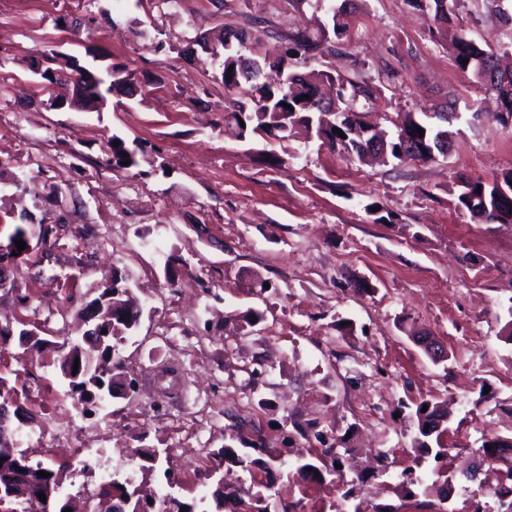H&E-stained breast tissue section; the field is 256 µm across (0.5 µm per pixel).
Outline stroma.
<instances>
[{
  "label": "stroma",
  "instance_id": "stroma-1",
  "mask_svg": "<svg viewBox=\"0 0 512 512\" xmlns=\"http://www.w3.org/2000/svg\"><path fill=\"white\" fill-rule=\"evenodd\" d=\"M0 0V216L25 209L31 234L64 219L55 245L35 246L0 292V376L31 415L14 440L31 463L65 462L61 497L89 512L105 484L132 483L154 497L210 498L205 473L224 445L275 457L269 512H373L411 506L408 481L432 483L436 463L414 451L415 405L448 404L444 444L455 470L445 507L477 492L463 469L482 436H512V224H471L455 207L459 178L512 170V126L491 116L494 98L455 65L453 34L512 43L489 0H454V32L429 33L408 0H355L353 39L312 68L381 83L374 122L453 103L447 156L429 163L359 165L319 142L225 136L230 94L216 69L182 50L206 31L248 28L255 49L317 30L342 0ZM80 18V33L68 23ZM156 28L159 40L139 37ZM54 50L86 68L131 71L138 93L111 95L101 111L71 106L66 81L32 72ZM53 99V107L42 102ZM488 116L470 124L471 103ZM143 149L137 166L112 162V138ZM379 212H371L369 204ZM125 276L143 314L120 350L136 393L83 414L54 367L57 343L75 334L80 307ZM263 313L257 326L243 316ZM347 323L339 331V323ZM425 328L448 358L432 361L403 333ZM23 329L41 345H20ZM478 344H471V337ZM318 422L355 453L388 454L354 502L341 482L293 475ZM158 449L161 467L135 463Z\"/></svg>",
  "mask_w": 512,
  "mask_h": 512
}]
</instances>
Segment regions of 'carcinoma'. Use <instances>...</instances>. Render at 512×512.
<instances>
[{
    "mask_svg": "<svg viewBox=\"0 0 512 512\" xmlns=\"http://www.w3.org/2000/svg\"><path fill=\"white\" fill-rule=\"evenodd\" d=\"M415 9L422 12L430 30L440 31L453 21V12L448 0H409ZM332 25H320L313 33L307 27H299L281 36L284 42L281 55L270 59L253 54L249 33L244 27L224 23L208 36L197 41L202 52L207 54L202 63L218 65L215 76L224 83V88L233 95L229 105L224 108V132L241 140L251 135H266L277 140H286L303 131L309 138H316L321 145L331 151H337L360 163L365 162L370 150V139L362 137L366 128L371 135L385 137V153L382 158L407 162H428L433 157H424L415 141L418 129H423L427 138L434 141L447 131L440 128L441 122L448 121V112H407L389 119L393 126L386 132L366 121L369 111L380 107L381 90L366 82L348 78H333L322 70L311 69L307 72L296 71L301 61L313 60L326 52H334L351 42L353 28L351 17L331 16ZM452 53L458 69L469 72L485 92L494 94L500 103L495 118L502 122H512V78L508 82H497L487 86L480 76L479 66L498 57L497 50L489 43L480 44L465 35L455 38ZM59 54H41L45 67L37 74L49 83L60 79L59 71L54 68ZM468 63H463V60ZM52 76H47V73ZM67 81L72 85V98L78 105L89 102L90 97L104 104L107 95L115 89L127 88L133 81L128 70L114 66L101 74L85 68L71 72ZM292 109L285 108V105ZM344 136H339L335 129ZM116 146L112 147V161L118 167L129 161V166L137 165L139 145L129 147L126 141L112 137ZM512 183V170L492 179L468 178L465 186L456 195V209L469 216L475 223L511 224L512 199L506 203L494 205L495 183ZM115 280L112 287L106 288L96 299L99 308L95 312L84 306L78 310L77 330L81 331V340L75 342L66 339L57 350L56 366L62 377L68 381L70 396L83 406L84 411L104 404L105 399L114 397L113 388L120 384L130 388L127 382L118 381L109 371L100 369V363L108 362L119 356L120 346L132 332L141 317V307L128 287L119 286ZM93 317L101 334L88 332L86 320ZM80 364L84 373L72 374L74 364ZM418 436L414 447L426 454H435L443 459L448 457V449L440 444L442 431L438 430L440 421L448 414L436 403L418 404L415 410ZM14 432L12 421L5 411H0V489L10 495L0 494L1 504H12L10 512H18V505L37 494L43 486L60 489L66 479L64 466L37 463L32 464L24 452L19 451L11 442ZM475 452L485 455L489 460L500 462L505 467L504 478L512 480V440L508 438L483 439ZM349 454V448L330 446L322 449V454L314 455L308 449L299 450L295 455V473L302 478H315L323 469L316 462L330 459V466L338 476H343L338 466L343 457ZM219 458L242 468L248 474L251 486L258 487L257 492L250 490L237 495L234 501L238 505L236 512H266L268 498L275 491L272 481L263 482L259 475L268 473L274 458H251L239 454L238 450L227 445ZM50 473L41 477L37 472ZM102 494H111L124 502L123 512H154L153 505L136 496V491L126 486L110 482L102 489Z\"/></svg>",
    "mask_w": 512,
    "mask_h": 512,
    "instance_id": "1",
    "label": "carcinoma"
}]
</instances>
